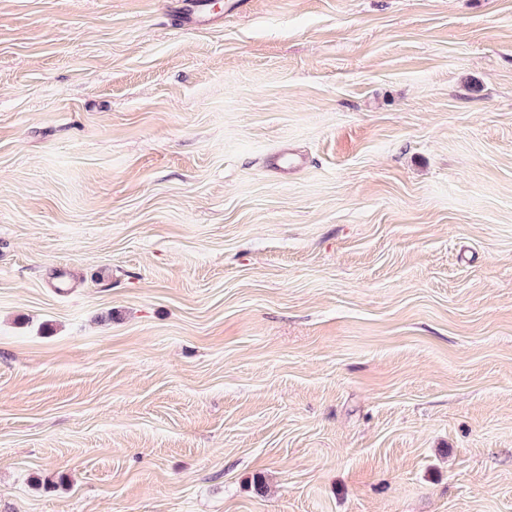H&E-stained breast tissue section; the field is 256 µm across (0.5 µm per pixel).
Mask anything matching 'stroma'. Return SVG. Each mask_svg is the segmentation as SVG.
Instances as JSON below:
<instances>
[{"mask_svg":"<svg viewBox=\"0 0 512 512\" xmlns=\"http://www.w3.org/2000/svg\"><path fill=\"white\" fill-rule=\"evenodd\" d=\"M163 2L0 0V512H512V0ZM174 9L179 17V28L192 29L202 25H209L216 20V17L207 15L202 4L194 2L197 0H176Z\"/></svg>","mask_w":512,"mask_h":512,"instance_id":"1","label":"stroma"}]
</instances>
